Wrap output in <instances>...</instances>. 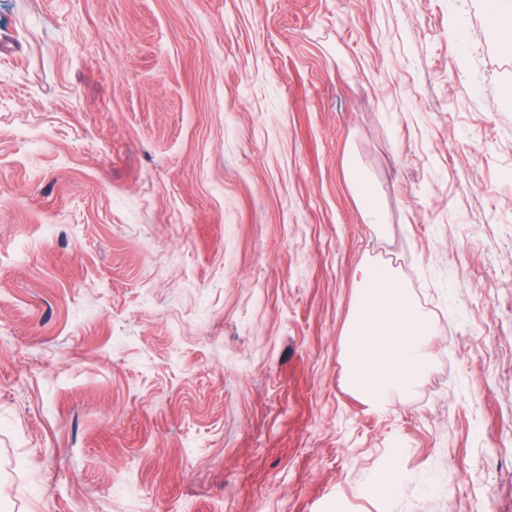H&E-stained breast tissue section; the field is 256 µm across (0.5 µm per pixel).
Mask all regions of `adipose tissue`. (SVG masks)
<instances>
[{
  "mask_svg": "<svg viewBox=\"0 0 512 512\" xmlns=\"http://www.w3.org/2000/svg\"><path fill=\"white\" fill-rule=\"evenodd\" d=\"M358 294L344 346L347 383L374 408L411 392L427 373L431 322L387 264L358 270Z\"/></svg>",
  "mask_w": 512,
  "mask_h": 512,
  "instance_id": "obj_1",
  "label": "adipose tissue"
}]
</instances>
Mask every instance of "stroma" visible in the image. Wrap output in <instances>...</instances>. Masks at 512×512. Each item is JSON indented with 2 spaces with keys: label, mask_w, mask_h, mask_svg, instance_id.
<instances>
[{
  "label": "stroma",
  "mask_w": 512,
  "mask_h": 512,
  "mask_svg": "<svg viewBox=\"0 0 512 512\" xmlns=\"http://www.w3.org/2000/svg\"><path fill=\"white\" fill-rule=\"evenodd\" d=\"M483 17L0 0V512H512V54ZM375 260L434 331L383 411L343 360ZM347 173L350 182L355 187L359 204L368 219V224L376 232H381L385 226L384 215L374 192L364 180L353 160L347 165Z\"/></svg>",
  "instance_id": "obj_1"
}]
</instances>
